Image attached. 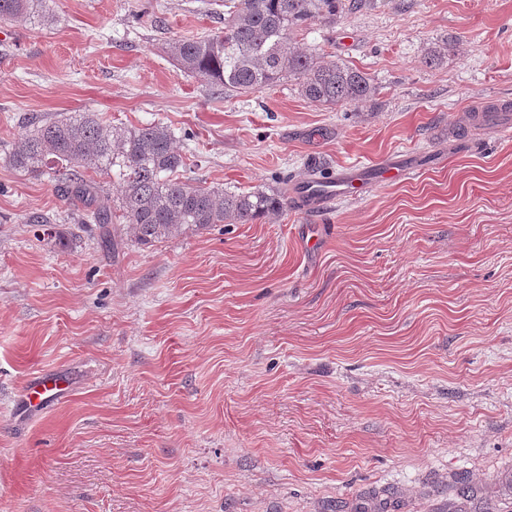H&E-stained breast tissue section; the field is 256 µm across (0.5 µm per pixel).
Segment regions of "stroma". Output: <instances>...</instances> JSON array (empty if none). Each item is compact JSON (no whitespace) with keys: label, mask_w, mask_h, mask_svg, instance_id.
Segmentation results:
<instances>
[{"label":"stroma","mask_w":512,"mask_h":512,"mask_svg":"<svg viewBox=\"0 0 512 512\" xmlns=\"http://www.w3.org/2000/svg\"><path fill=\"white\" fill-rule=\"evenodd\" d=\"M47 5L0 21V512H512V111L474 120L512 104V0L309 24L300 45L376 88L333 109L184 73L167 45L222 31L216 0ZM73 112L166 125L205 158L189 179L238 192L423 169L149 248L118 221L106 251L81 201L9 163L28 119ZM40 373L69 388L23 410Z\"/></svg>","instance_id":"obj_1"}]
</instances>
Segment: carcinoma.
Masks as SVG:
<instances>
[{
	"label": "carcinoma",
	"mask_w": 512,
	"mask_h": 512,
	"mask_svg": "<svg viewBox=\"0 0 512 512\" xmlns=\"http://www.w3.org/2000/svg\"><path fill=\"white\" fill-rule=\"evenodd\" d=\"M47 0H0V20L53 21ZM342 0H224V30L169 44L184 73L235 93L272 87L285 78L298 81L301 95L329 108L358 103L376 87L363 71L325 61L318 51L300 48L294 31L315 21L336 19ZM21 171L45 176L64 198L90 208L91 224L106 228L121 213L131 238L151 245L215 224H252L284 206V195L257 188L236 192L182 180L186 156L174 134L160 124L118 127L94 112L28 121L21 144L10 157ZM117 170L116 203L96 204L101 186L83 169Z\"/></svg>",
	"instance_id": "obj_1"
}]
</instances>
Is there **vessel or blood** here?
I'll return each mask as SVG.
<instances>
[{
  "label": "vessel or blood",
  "instance_id": "b4317fda",
  "mask_svg": "<svg viewBox=\"0 0 512 512\" xmlns=\"http://www.w3.org/2000/svg\"><path fill=\"white\" fill-rule=\"evenodd\" d=\"M375 168L349 171L333 177H309L294 186V197L303 209L321 212L339 200L357 198L363 189L373 183ZM64 392L61 378L41 376L30 381L24 393L27 407H36L61 396Z\"/></svg>",
  "mask_w": 512,
  "mask_h": 512
}]
</instances>
